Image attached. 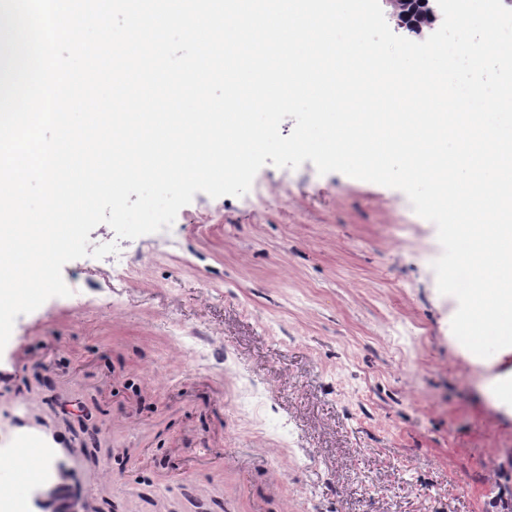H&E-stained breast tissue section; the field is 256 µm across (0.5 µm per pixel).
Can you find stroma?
I'll use <instances>...</instances> for the list:
<instances>
[{"label": "stroma", "instance_id": "35a3bbf8", "mask_svg": "<svg viewBox=\"0 0 512 512\" xmlns=\"http://www.w3.org/2000/svg\"><path fill=\"white\" fill-rule=\"evenodd\" d=\"M66 263L0 350V437L54 443L83 512H502L512 349L474 357L400 190L264 165Z\"/></svg>", "mask_w": 512, "mask_h": 512}]
</instances>
